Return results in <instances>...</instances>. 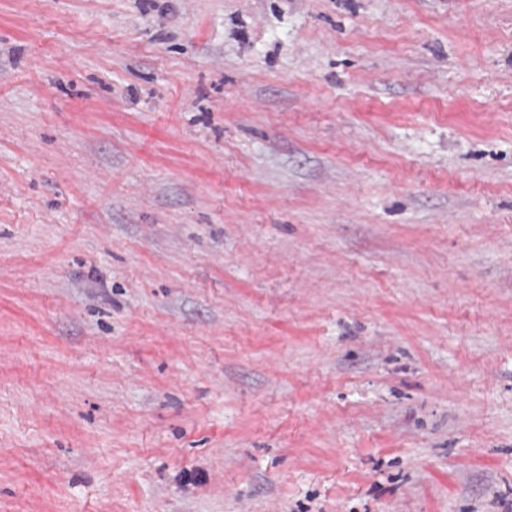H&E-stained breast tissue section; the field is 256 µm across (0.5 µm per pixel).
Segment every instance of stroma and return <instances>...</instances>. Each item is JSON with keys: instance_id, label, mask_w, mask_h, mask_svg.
Listing matches in <instances>:
<instances>
[{"instance_id": "1", "label": "stroma", "mask_w": 512, "mask_h": 512, "mask_svg": "<svg viewBox=\"0 0 512 512\" xmlns=\"http://www.w3.org/2000/svg\"><path fill=\"white\" fill-rule=\"evenodd\" d=\"M0 512H512V0H0Z\"/></svg>"}]
</instances>
